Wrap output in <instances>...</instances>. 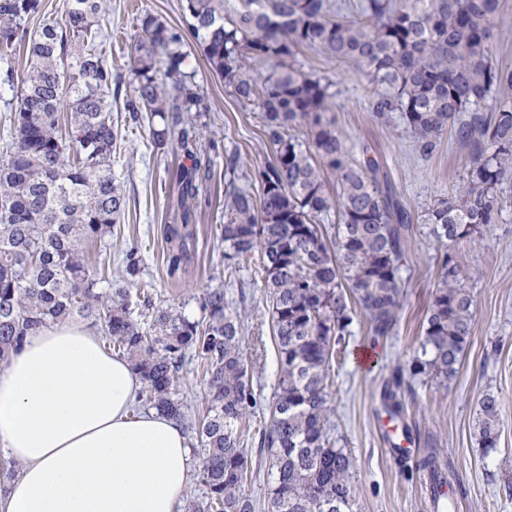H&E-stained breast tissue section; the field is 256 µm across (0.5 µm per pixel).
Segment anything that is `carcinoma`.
I'll return each instance as SVG.
<instances>
[{"mask_svg":"<svg viewBox=\"0 0 512 512\" xmlns=\"http://www.w3.org/2000/svg\"><path fill=\"white\" fill-rule=\"evenodd\" d=\"M182 0L188 31L151 13L140 17L131 46L125 101L130 119L148 127L158 150L177 146L187 162L175 174L181 223L165 225L164 262L172 278L195 256L197 212L209 207L204 184L216 140L200 144L192 113L204 94L181 70L192 40L242 104L259 108L273 161L241 171L224 162V270L252 264L267 294L276 342L277 387L260 432L273 474L268 512H354L350 455L330 433L333 359L354 320L373 341L395 334L406 296L401 275L411 216L380 181L374 158L352 157L336 129L333 82L302 69L307 48L366 70L378 87L372 110L399 113L417 152L430 156L455 130L469 148L466 181L428 208L430 233L448 244L473 241L501 216L499 189L512 173V69L492 58L499 40V0ZM41 0H0V52L28 53L12 141L0 161V365L31 331L77 317L100 329L143 382L141 403L185 420L180 372L190 356L203 363L207 406L191 425L201 454L203 493L184 512H254L245 490L248 456L239 425L261 406L242 348L245 322L224 288L208 289L194 319L154 305L137 287L142 252L128 244L124 286L104 295L83 245L112 234L126 196L112 177L120 148L112 119V72L96 42L101 0H71L61 21L30 31ZM357 16L342 17L345 9ZM266 71H261V68ZM500 95L489 116L476 107ZM258 185L254 197L242 179ZM336 213L331 232L320 221ZM449 253L432 293L409 370L385 382L386 413L405 416L414 381H452L473 327L474 296ZM501 402L478 401L475 438L487 453L499 442ZM416 467L429 487L448 483L438 442L427 439Z\"/></svg>","mask_w":512,"mask_h":512,"instance_id":"carcinoma-1","label":"carcinoma"}]
</instances>
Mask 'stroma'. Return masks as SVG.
Here are the masks:
<instances>
[{"label": "stroma", "mask_w": 512, "mask_h": 512, "mask_svg": "<svg viewBox=\"0 0 512 512\" xmlns=\"http://www.w3.org/2000/svg\"><path fill=\"white\" fill-rule=\"evenodd\" d=\"M147 11L173 26L186 25L181 0H102L101 51L113 75L126 72L139 17ZM184 52L181 67L194 74L208 105L207 111L196 117L204 137L218 140L226 151L238 152L244 168L271 162L273 155L263 143L258 108L239 103L195 46H186ZM300 60L305 70L332 80L337 128L354 155L366 151L378 160L414 227L401 272L407 297L395 335L375 346L373 367L365 369L354 353L371 346L368 325L362 319L355 321L347 338L352 355L334 366L333 435L352 457L354 512H430L425 481L415 470L413 458L387 449L381 430L380 392L392 368L409 366L418 347L445 251L429 235L424 217L438 198L461 183L467 172L468 149L451 132L434 155L421 157L409 138L400 135L398 113L376 118L371 105L373 87L364 70L309 51ZM25 66V50L0 57V157L12 140L9 119L18 105L17 84ZM183 160L181 153L154 148L147 131L128 132L112 156V172L127 198L125 216L112 236L86 244V257L93 265L107 266L106 278L98 285L100 292L107 294L121 284L116 271L119 252L129 243L141 244V282L152 285L155 301L183 307L194 318L200 315L199 301L206 289L221 286L233 295L245 290L251 329L243 348L256 362L255 390L263 404H271L278 353L269 305L262 288L254 284L253 268H244L234 280L224 270L223 158H216L207 184L213 205L203 210L197 221L196 259L181 278L173 280L166 274L163 227L179 217L172 180ZM452 252L466 276V286L475 295L472 336L451 384L415 383L414 393L406 397L405 422L420 434L413 443L416 452H423L424 436L438 439L448 462V479L465 502L463 512H512V203L504 207L498 223L486 226L480 241L459 243ZM488 391L498 395L502 408L498 448L486 454L476 443L474 426L477 402ZM244 446L249 461L246 492L255 512H268L269 463L253 436H246Z\"/></svg>", "instance_id": "35a3bbf8"}]
</instances>
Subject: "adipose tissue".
<instances>
[{"label": "adipose tissue", "instance_id": "obj_1", "mask_svg": "<svg viewBox=\"0 0 512 512\" xmlns=\"http://www.w3.org/2000/svg\"><path fill=\"white\" fill-rule=\"evenodd\" d=\"M142 382L92 328L28 335L0 365V512H179L193 467L173 417L134 412Z\"/></svg>", "mask_w": 512, "mask_h": 512}]
</instances>
